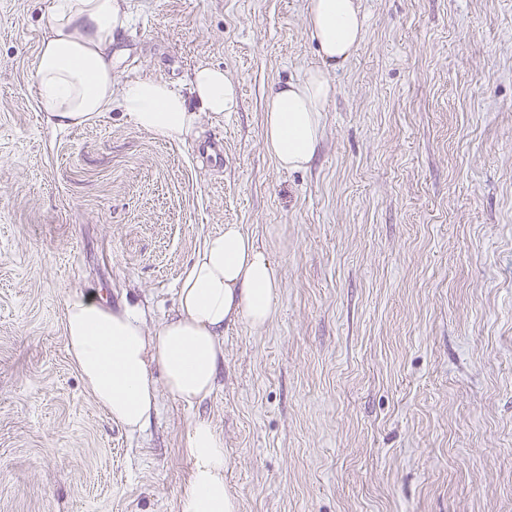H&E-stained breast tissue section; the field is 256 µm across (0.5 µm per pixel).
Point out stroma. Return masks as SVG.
<instances>
[{
  "label": "stroma",
  "instance_id": "35a3bbf8",
  "mask_svg": "<svg viewBox=\"0 0 512 512\" xmlns=\"http://www.w3.org/2000/svg\"><path fill=\"white\" fill-rule=\"evenodd\" d=\"M113 95L222 68L235 111L172 144L113 110L52 129L33 63L53 0H0V512H177L188 422L224 437L240 512H512V0H360L322 140L285 171L266 98L321 65L307 0H128ZM239 224L281 280L224 329L194 407L112 424L63 334L79 295L153 327Z\"/></svg>",
  "mask_w": 512,
  "mask_h": 512
}]
</instances>
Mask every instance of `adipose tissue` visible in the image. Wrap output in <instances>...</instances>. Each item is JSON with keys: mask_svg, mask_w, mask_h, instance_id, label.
Segmentation results:
<instances>
[{"mask_svg": "<svg viewBox=\"0 0 512 512\" xmlns=\"http://www.w3.org/2000/svg\"><path fill=\"white\" fill-rule=\"evenodd\" d=\"M127 22L122 0H53L33 66L38 104L51 127L85 125L117 107L137 128L181 143L196 132L202 113L235 111L236 84L208 65L195 68L187 90L143 75L113 97L112 46ZM364 23L358 0H308L306 24L322 65L275 86L263 114L264 148L279 168L297 170L311 161L331 92L328 72L360 47ZM280 287L268 253L241 225L228 224L194 255L180 280L175 314L153 328L131 309L70 298L63 321L67 353L110 422L133 434L158 410L153 370L161 371L174 401L198 405L215 388L225 324H266ZM184 454L190 469L178 512H239L224 482V438L210 421L188 423Z\"/></svg>", "mask_w": 512, "mask_h": 512, "instance_id": "obj_1", "label": "adipose tissue"}]
</instances>
